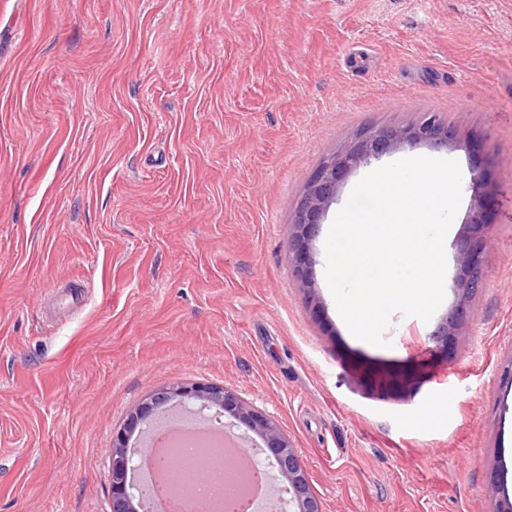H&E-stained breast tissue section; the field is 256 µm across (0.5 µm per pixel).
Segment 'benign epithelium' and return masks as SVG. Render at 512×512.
<instances>
[{
  "label": "benign epithelium",
  "mask_w": 512,
  "mask_h": 512,
  "mask_svg": "<svg viewBox=\"0 0 512 512\" xmlns=\"http://www.w3.org/2000/svg\"><path fill=\"white\" fill-rule=\"evenodd\" d=\"M464 140L465 136L456 126L442 121L436 114H430L408 125L367 128L358 133L345 148L326 157L317 167L296 205L291 250L294 255L293 271L297 280L305 286L310 284L311 242L321 217L336 199L346 173L372 158L395 152L405 146L436 143L456 145ZM487 190L486 180L480 175L475 176L472 180V235L462 245L457 257L459 274L456 288L459 302L430 334V339L436 343L444 342L461 331L467 318V304L482 288L480 254L484 240L481 229L484 226L483 208ZM176 395L180 397V402L192 407L201 409L208 404L219 406L262 438L266 460L275 466L278 476L288 482V512H323L321 500L310 485L297 448L267 416L251 408L235 391L228 388L203 389L185 385L177 389ZM170 400L172 395L167 392L154 394L151 403H146L132 412L123 428L117 431L110 464L111 512H137L136 503L139 502L141 490L133 479L137 464L135 457L126 448L127 434L140 426L150 427L153 423V408Z\"/></svg>",
  "instance_id": "obj_1"
}]
</instances>
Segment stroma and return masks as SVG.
Masks as SVG:
<instances>
[{"instance_id":"stroma-1","label":"stroma","mask_w":512,"mask_h":512,"mask_svg":"<svg viewBox=\"0 0 512 512\" xmlns=\"http://www.w3.org/2000/svg\"><path fill=\"white\" fill-rule=\"evenodd\" d=\"M432 112L468 143L349 171L302 288L320 161ZM416 156L485 174L483 286L430 340L466 190L442 305L393 312L378 347L340 317L325 241L363 176ZM181 385L269 417L325 512L512 502V0H0V512H110L116 432Z\"/></svg>"}]
</instances>
